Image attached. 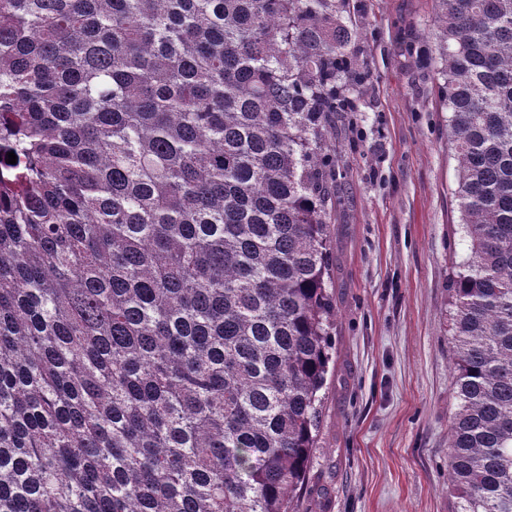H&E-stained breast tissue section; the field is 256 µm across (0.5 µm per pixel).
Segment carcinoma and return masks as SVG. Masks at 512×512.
Instances as JSON below:
<instances>
[{
  "mask_svg": "<svg viewBox=\"0 0 512 512\" xmlns=\"http://www.w3.org/2000/svg\"><path fill=\"white\" fill-rule=\"evenodd\" d=\"M468 258L456 512H512V0H437ZM350 0H0V512H295Z\"/></svg>",
  "mask_w": 512,
  "mask_h": 512,
  "instance_id": "cac0c4a2",
  "label": "carcinoma"
}]
</instances>
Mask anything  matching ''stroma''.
<instances>
[{
    "label": "stroma",
    "instance_id": "1",
    "mask_svg": "<svg viewBox=\"0 0 512 512\" xmlns=\"http://www.w3.org/2000/svg\"><path fill=\"white\" fill-rule=\"evenodd\" d=\"M370 73L333 114V361L298 512H455L448 279L467 243L448 115L426 60L436 0H352Z\"/></svg>",
    "mask_w": 512,
    "mask_h": 512
}]
</instances>
